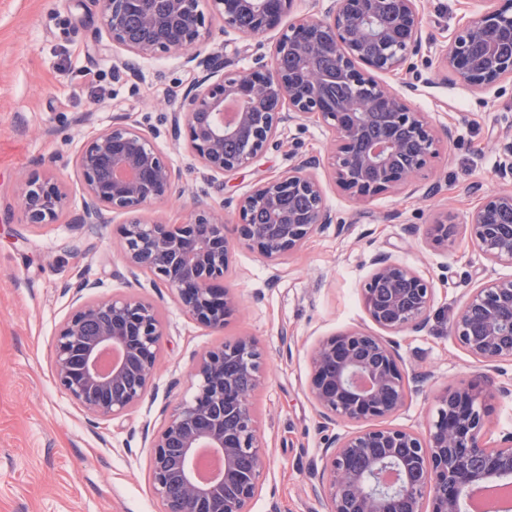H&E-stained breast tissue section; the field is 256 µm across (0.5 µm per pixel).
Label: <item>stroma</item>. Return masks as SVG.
<instances>
[{
	"mask_svg": "<svg viewBox=\"0 0 512 512\" xmlns=\"http://www.w3.org/2000/svg\"><path fill=\"white\" fill-rule=\"evenodd\" d=\"M482 7V0H421L422 48L410 70L386 78L432 124L452 132L416 190L356 203L328 181L324 190L336 221L296 254L271 267L251 248L236 247L224 284L240 310L223 331L185 316L166 288L143 285L140 295L158 304L165 325L157 377L139 407L102 421L82 414L58 388L50 348L80 277L100 280V297L126 292L117 276L124 268L118 226L77 230L65 214L57 223L29 227L19 206L22 176L58 160L71 201L80 204L73 157L114 115L127 112L157 133L158 145L185 176V195L140 217L178 224L192 197L217 203L241 196L308 157L328 169L330 135L321 124L294 122L280 147L223 182H209L184 142L168 133L170 113L198 77L181 57L138 60L133 72H117L106 52L94 48L100 26L94 0H0V512H159L149 488L151 437L144 427L159 426L163 411L189 396L194 355L244 334L262 345L268 376L254 398L268 466L252 512H326L316 476L322 450L355 426L319 417L309 392V357L325 338L374 331L360 287L376 252L434 284L427 329L393 336L408 373L428 381L424 391L409 392L390 424L425 431L435 414L434 394L481 376L494 406L490 441L512 432V364L483 366L448 334V320L470 289L512 277V266L479 256L464 235L445 248L427 245L421 235L440 212L463 223L478 198L502 186L496 171L500 142L512 136V82L475 93L441 59L461 17ZM278 36L274 30L246 38L217 20L207 47L223 52L229 70H246L268 61Z\"/></svg>",
	"mask_w": 512,
	"mask_h": 512,
	"instance_id": "stroma-1",
	"label": "stroma"
}]
</instances>
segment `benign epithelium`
<instances>
[{
	"label": "benign epithelium",
	"instance_id": "1",
	"mask_svg": "<svg viewBox=\"0 0 512 512\" xmlns=\"http://www.w3.org/2000/svg\"><path fill=\"white\" fill-rule=\"evenodd\" d=\"M98 42L113 68L133 71L132 59L187 53L183 63L199 78L170 113V135L184 140L204 177L215 182L280 145L285 126L309 120L332 134L331 177L357 202L410 187L440 156L450 137L415 111L381 79L405 69L422 47L420 0H334L322 18L288 23L267 64L224 72V54L189 50L204 41L212 21L247 38L264 36L290 14L295 0H96ZM444 61L455 79L484 92L512 78V0H485L455 30ZM83 195L70 220L79 230L120 225L125 267L168 290L183 313L220 332L238 301L224 287L230 253L244 243L272 265L334 223L316 173L305 158L258 182L238 198L193 202L186 222H144L139 213L169 199L183 174L128 113L87 138L73 158ZM502 189L483 196L465 229L485 259L512 266V140L501 141ZM27 225L54 224L69 207L64 185L50 172L21 184ZM457 225L440 216L423 235L436 247L454 241ZM362 285L371 322L385 334L424 331L432 282L377 253ZM99 281L80 278L70 312L55 330L54 377L88 415L111 421L144 402L154 381L164 328L158 306L133 292L95 299ZM451 336L476 362L512 363V277L472 291L448 324ZM110 356V365L100 364ZM310 394L320 417L362 428L338 436L323 450L321 487L326 512H463L476 489L512 479V433L490 444L491 407L485 381L445 388L436 416L422 433L380 425L406 404L408 376L385 335L351 330L318 344L310 357ZM191 395L164 417L154 434L149 478L161 512H251L267 465L253 397L265 381V356L256 339L239 336L198 355L189 371ZM207 449L224 457L209 482L195 461Z\"/></svg>",
	"mask_w": 512,
	"mask_h": 512
}]
</instances>
